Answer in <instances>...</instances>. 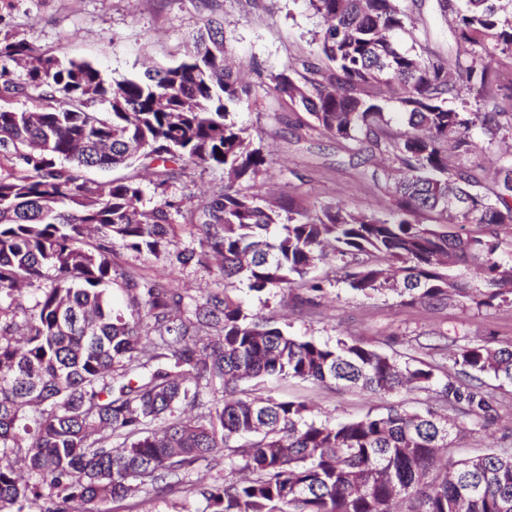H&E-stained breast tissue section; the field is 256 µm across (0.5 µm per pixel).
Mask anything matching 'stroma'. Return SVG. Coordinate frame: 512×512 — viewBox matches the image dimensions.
Returning <instances> with one entry per match:
<instances>
[{"mask_svg": "<svg viewBox=\"0 0 512 512\" xmlns=\"http://www.w3.org/2000/svg\"><path fill=\"white\" fill-rule=\"evenodd\" d=\"M408 16L396 37L399 47L421 58L455 60L466 55L468 44L451 28V10L462 0H450L441 12L438 0H398ZM220 18L230 35L231 63L247 68L251 96L235 114L248 129L253 144L269 161V172L256 190L266 197L292 198L299 210L338 203L353 212L386 214L391 200L384 188L362 175L358 146L337 143L312 126L307 112L268 90L270 74L291 68L304 76L302 62L314 57L323 23L308 0H0V37L15 35L42 52L62 60L87 61L107 78L120 80L149 67H172L185 56L186 43L204 20ZM490 68L492 88L471 89L464 96L470 112L490 110L493 103L512 104V54H497ZM476 143L456 164L475 170L484 186H492L506 151H512V129L488 134L472 128ZM143 194L137 207L152 210L168 196L181 210L172 214L178 249L201 252V233L191 215L224 184L221 170L184 167L159 195L149 175L141 177ZM186 307L226 283L215 260L176 265L173 273ZM322 292L316 305L301 306L286 290L263 295L238 286L235 294L247 313L273 318L290 335L320 344L357 341L401 362L425 369L449 366L450 349L467 344L501 347L512 343V303L476 308L456 297L437 308L405 305L392 292L364 295L342 282L334 265L321 264L313 272ZM483 387L498 399L490 421L466 418V432L454 437L448 456L458 461L494 448L512 450V386H499L490 376ZM247 392L309 405L312 419L336 423L386 412L398 406L414 411L435 405L433 390L371 394L333 384L318 385L298 379L267 377L247 384ZM204 502L195 493L155 497L136 493L121 502L107 503L108 512H202Z\"/></svg>", "mask_w": 512, "mask_h": 512, "instance_id": "stroma-1", "label": "stroma"}]
</instances>
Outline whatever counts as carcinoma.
<instances>
[{
    "label": "carcinoma",
    "instance_id": "1",
    "mask_svg": "<svg viewBox=\"0 0 512 512\" xmlns=\"http://www.w3.org/2000/svg\"><path fill=\"white\" fill-rule=\"evenodd\" d=\"M308 2L325 23L316 53L328 70L298 82L284 69L270 75L272 89L327 137L365 145L359 165L393 199L384 217L336 205L300 212L290 198L241 188L266 174L267 158L230 118L250 91L226 64L218 18L204 21L178 65L115 81L90 63L0 39V97L32 100L29 110L0 108V154L21 166L0 175V292L10 298L0 305V512H102L98 504L147 485L191 492V471L221 457L240 477L198 489L209 512H512V453L448 461L463 425L437 408L318 423L304 402L239 389L265 376L371 393L433 387L447 410L487 420L495 399L481 376L512 385V345L459 347L441 379L358 342L290 336L227 292L207 295L188 317L180 289L127 272L124 290L142 313L130 321L114 307L112 241L171 265L189 260L170 219L180 203L140 212L139 175L101 188L83 172L170 159L224 171L194 223L204 256L251 292L317 291L306 276L333 260L350 289L394 290L409 305L512 300V260L497 254L496 233L512 226V160L486 193L474 190L471 170L449 164L476 147L473 126L501 128L503 113L450 102L471 83L490 84L488 59L512 53V18L499 0H467L454 31L478 49L450 66L398 47L408 16L397 0ZM8 62L24 65V81L8 77ZM381 86L394 88L411 128L397 138ZM100 102L110 111H97ZM424 212L440 222L420 223ZM450 224L491 231L464 239ZM88 232L98 240L91 249ZM47 270L53 283L35 287ZM23 285L35 287L30 306Z\"/></svg>",
    "mask_w": 512,
    "mask_h": 512
}]
</instances>
